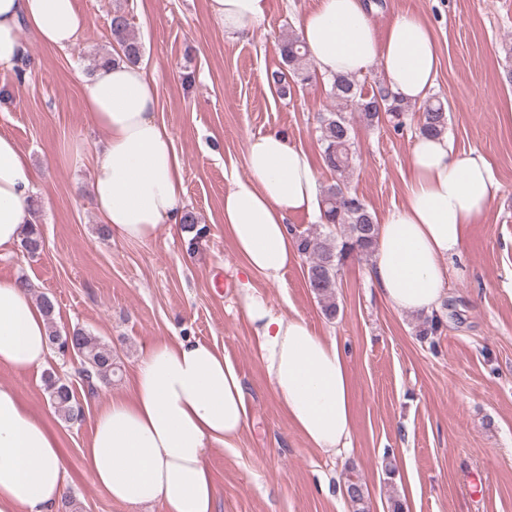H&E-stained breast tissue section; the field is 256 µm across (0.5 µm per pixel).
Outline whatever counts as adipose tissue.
<instances>
[{
    "instance_id": "obj_1",
    "label": "adipose tissue",
    "mask_w": 512,
    "mask_h": 512,
    "mask_svg": "<svg viewBox=\"0 0 512 512\" xmlns=\"http://www.w3.org/2000/svg\"><path fill=\"white\" fill-rule=\"evenodd\" d=\"M229 36L261 28L269 0H210ZM28 27L43 43L67 47L81 27L74 0H0V69H13ZM320 77H362L378 67L390 95L426 99L438 69L430 27L415 14L397 17L378 35L368 0H320L299 21ZM85 105L105 142L92 169L95 204L112 237L144 242L161 225L178 229L185 192L173 136L156 117L158 88L144 65L97 67ZM248 178L224 195V233L246 271L277 279L298 257L291 216L319 217L318 178L309 154L286 134L248 141ZM38 173L9 135L0 133V252L19 244L31 221ZM405 205L378 223L371 277L398 312L438 310L449 258L459 255L468 224L494 201L498 184L478 150L456 153L447 136L416 137ZM253 347L289 422L324 455L351 445L354 389L348 358L335 339L244 296ZM50 355L47 318L29 288L0 279V366L18 373L43 367ZM248 418L242 377L223 352L185 337L143 350L132 396L99 409L86 449L93 480L115 502L162 504L165 512H214L211 448L231 447ZM66 467L54 431L19 396L0 387V512H55Z\"/></svg>"
}]
</instances>
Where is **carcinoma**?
I'll return each mask as SVG.
<instances>
[{
	"label": "carcinoma",
	"instance_id": "obj_1",
	"mask_svg": "<svg viewBox=\"0 0 512 512\" xmlns=\"http://www.w3.org/2000/svg\"><path fill=\"white\" fill-rule=\"evenodd\" d=\"M111 48L97 54L95 65L116 59L131 63L141 61L143 45L131 30L129 15L117 8L110 20ZM284 67L271 72L268 80L276 85L282 95L288 94V79L308 82L316 78L307 50L297 33L284 36L279 44ZM329 95L336 101L337 110L319 114L318 129L323 144L322 166L336 175V180L321 187L320 210L322 226L334 231L324 233L307 228L295 233L298 250L306 258V284L321 303L323 314L333 319L340 310L336 301L341 268L348 259L369 256L376 247L377 219L367 204L350 191L348 180L353 174L356 155L352 142L353 119L367 127H377L388 121L399 132L406 125L409 107L391 100L383 85H376L366 92L355 78L340 74L329 82ZM448 126L445 104L429 98L421 106L417 124L421 135L438 136ZM44 240L40 232L29 227L21 241L22 253L34 257L43 250ZM448 314L436 311L418 325L420 339L435 345V337L442 335ZM49 340L58 349L72 352L79 357L75 374L79 376L88 396L98 392L99 384L112 378L116 367L112 348L81 327H75L65 335L49 331ZM51 404L65 421H76L83 409L75 398L72 386L51 375L45 379ZM344 493L355 512H364L365 490L360 480L350 476L344 483Z\"/></svg>",
	"mask_w": 512,
	"mask_h": 512
}]
</instances>
